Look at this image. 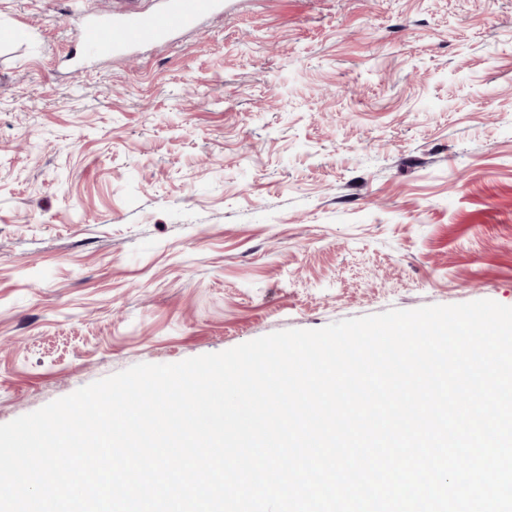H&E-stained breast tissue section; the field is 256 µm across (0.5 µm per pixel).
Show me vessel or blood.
<instances>
[{
  "mask_svg": "<svg viewBox=\"0 0 512 512\" xmlns=\"http://www.w3.org/2000/svg\"><path fill=\"white\" fill-rule=\"evenodd\" d=\"M221 10V0H164L161 8L121 16H84L74 29L75 42L89 56L108 58L145 45L167 43Z\"/></svg>",
  "mask_w": 512,
  "mask_h": 512,
  "instance_id": "obj_1",
  "label": "vessel or blood"
}]
</instances>
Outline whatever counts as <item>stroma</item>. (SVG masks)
<instances>
[{
	"label": "stroma",
	"mask_w": 512,
	"mask_h": 512,
	"mask_svg": "<svg viewBox=\"0 0 512 512\" xmlns=\"http://www.w3.org/2000/svg\"><path fill=\"white\" fill-rule=\"evenodd\" d=\"M66 56L0 0V424L138 363L396 308L512 306V0H223Z\"/></svg>",
	"instance_id": "obj_1"
}]
</instances>
